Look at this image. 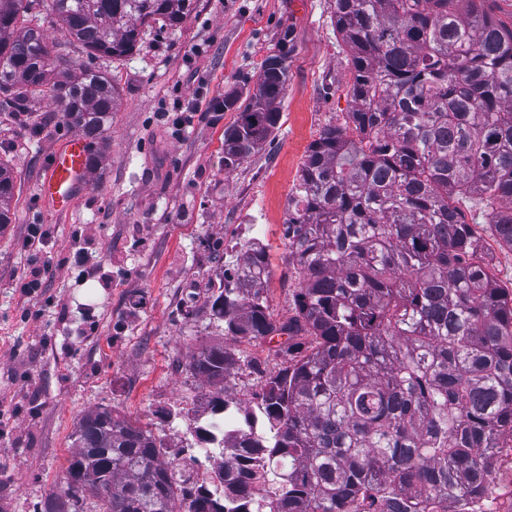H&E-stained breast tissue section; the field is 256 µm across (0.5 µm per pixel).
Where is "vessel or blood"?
<instances>
[{
    "mask_svg": "<svg viewBox=\"0 0 512 512\" xmlns=\"http://www.w3.org/2000/svg\"><path fill=\"white\" fill-rule=\"evenodd\" d=\"M88 141L79 135L68 137L51 154L40 186L42 197L58 210H65L90 181Z\"/></svg>",
    "mask_w": 512,
    "mask_h": 512,
    "instance_id": "vessel-or-blood-1",
    "label": "vessel or blood"
}]
</instances>
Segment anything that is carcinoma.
<instances>
[{
    "mask_svg": "<svg viewBox=\"0 0 512 512\" xmlns=\"http://www.w3.org/2000/svg\"><path fill=\"white\" fill-rule=\"evenodd\" d=\"M487 0H332L349 56L351 110L309 145L284 237L299 288L276 320L269 269L253 243L232 281L206 301L238 341L287 336L283 366L261 372L258 417L222 433L241 369L222 345L191 372L216 387L201 442L222 437L211 480L112 408L83 415L67 468L70 508L44 512H460L488 491L512 438V292L500 288L460 208L512 250V21ZM33 0H0V112H16L69 69L51 57ZM56 24L90 57L121 58L144 26L181 24L194 0H48ZM268 55L256 92L224 96V171L277 130L288 55ZM66 123L95 140L112 125L117 88L83 65L51 88ZM14 183L0 164V224ZM304 342L296 341L298 337Z\"/></svg>",
    "mask_w": 512,
    "mask_h": 512,
    "instance_id": "carcinoma-1",
    "label": "carcinoma"
}]
</instances>
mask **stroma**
Returning <instances> with one entry per match:
<instances>
[{
	"mask_svg": "<svg viewBox=\"0 0 512 512\" xmlns=\"http://www.w3.org/2000/svg\"><path fill=\"white\" fill-rule=\"evenodd\" d=\"M43 33L105 73L119 99L96 148L90 183L68 212L44 206L50 151L75 128L49 93L0 114V162L14 178L11 221L0 226V512H39L62 482L82 415L112 407L147 424L171 449L196 444L212 388L192 375L199 348L224 345L274 371L264 341L240 343L205 303L227 262L260 225L273 318L291 315L296 282L283 236L288 200L310 143L350 111L347 53L331 0H196L179 27L147 29L123 59H88L51 20ZM291 35L288 85L275 136L224 170L226 93H254L261 61ZM161 112L190 117L177 128ZM30 224L44 249L23 248ZM49 264L42 288L22 291ZM181 415L170 417L173 407Z\"/></svg>",
	"mask_w": 512,
	"mask_h": 512,
	"instance_id": "35a3bbf8",
	"label": "stroma"
}]
</instances>
